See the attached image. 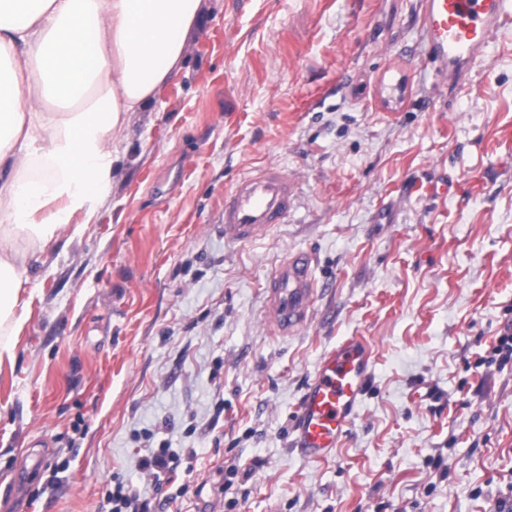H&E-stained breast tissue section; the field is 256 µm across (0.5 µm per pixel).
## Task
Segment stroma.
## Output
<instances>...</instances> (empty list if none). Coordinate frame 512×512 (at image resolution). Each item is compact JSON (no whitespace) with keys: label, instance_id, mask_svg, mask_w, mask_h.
Listing matches in <instances>:
<instances>
[{"label":"stroma","instance_id":"obj_1","mask_svg":"<svg viewBox=\"0 0 512 512\" xmlns=\"http://www.w3.org/2000/svg\"><path fill=\"white\" fill-rule=\"evenodd\" d=\"M420 0H205L181 72L132 113L96 223L34 265L0 364V512H496L512 487V19L458 87ZM268 162L286 223L224 239V192ZM313 257L305 322L266 283ZM364 337L342 444L291 426L322 357ZM177 478L140 467L159 447ZM139 501L136 491L118 487L117 490L108 494L106 502L110 507L105 512H148V504Z\"/></svg>","mask_w":512,"mask_h":512}]
</instances>
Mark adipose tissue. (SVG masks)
I'll return each instance as SVG.
<instances>
[{
    "label": "adipose tissue",
    "instance_id": "ef3b65f1",
    "mask_svg": "<svg viewBox=\"0 0 512 512\" xmlns=\"http://www.w3.org/2000/svg\"><path fill=\"white\" fill-rule=\"evenodd\" d=\"M203 0H0V362L29 267L112 192L128 115L178 71Z\"/></svg>",
    "mask_w": 512,
    "mask_h": 512
}]
</instances>
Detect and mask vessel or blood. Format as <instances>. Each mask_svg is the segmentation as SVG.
Returning a JSON list of instances; mask_svg holds the SVG:
<instances>
[{
    "label": "vessel or blood",
    "instance_id": "vessel-or-blood-1",
    "mask_svg": "<svg viewBox=\"0 0 512 512\" xmlns=\"http://www.w3.org/2000/svg\"><path fill=\"white\" fill-rule=\"evenodd\" d=\"M426 54L438 77L455 80L512 17V0H422ZM293 206V184L274 163L255 168L224 195V237L251 242L284 223ZM308 253L293 254L268 282L269 307L281 332L302 324L316 283ZM372 361L366 340L349 337L324 355L294 422L296 448L309 459L330 457L352 425L366 392Z\"/></svg>",
    "mask_w": 512,
    "mask_h": 512
}]
</instances>
